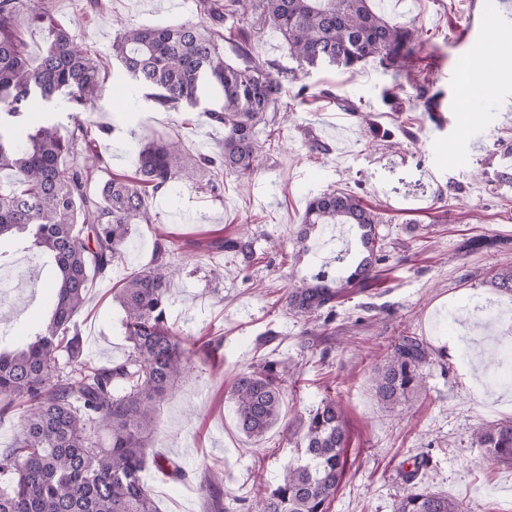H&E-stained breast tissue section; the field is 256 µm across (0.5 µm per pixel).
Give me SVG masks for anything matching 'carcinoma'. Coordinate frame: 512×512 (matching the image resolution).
<instances>
[{"mask_svg":"<svg viewBox=\"0 0 512 512\" xmlns=\"http://www.w3.org/2000/svg\"><path fill=\"white\" fill-rule=\"evenodd\" d=\"M242 0H199L209 20L167 26H121L112 57L153 90L164 107L194 106L202 87L222 93L209 112L224 127L216 156L188 152L163 138L144 145L133 177H114L91 190L96 170L91 129L76 121L67 135L47 119L27 131L22 102H50L60 95L83 112L97 95L108 61L78 42L43 0H0V172L13 173L0 185V239L26 238L55 266V302L34 338L13 348L0 346V419L23 407L14 444L0 454V477L11 490L0 491V512H159L142 479L156 414L188 370L183 339L168 324L169 286L174 269L167 236L157 235L148 267L127 278L114 299L123 310L126 357L94 367L82 336L72 325L86 303L92 277L105 273L122 255L135 224L153 223L149 194L213 168L238 178L257 168L264 142L260 134L275 105L277 88L251 52L250 38L235 46L240 64L224 60L222 24L236 17ZM261 24L269 25L288 51L311 67L324 59L354 68L369 58L397 74L417 51L416 30L388 21L374 0H255ZM45 32L40 63L30 65L16 27L19 13ZM80 154L81 163L68 162ZM382 219L354 194L328 191L312 197L297 237L307 239L326 224L359 230V257L347 275L316 274L288 289L286 302L297 318L336 317V304L378 276L385 260L378 224ZM216 251L253 257L252 243L229 236L211 243ZM499 293H512V268L489 281ZM432 349L404 336L377 367L372 388L390 409L406 405L424 385L423 368ZM286 361H263L240 372L232 385L236 426L259 438L280 420L288 379ZM345 417L336 399H322L293 432L301 461L288 465L273 488L258 485L249 512H332L345 471ZM488 462H512V420L489 424L474 434ZM223 477L200 485L206 500L220 506ZM395 512H461L460 504L426 487L412 485Z\"/></svg>","mask_w":512,"mask_h":512,"instance_id":"cac0c4a2","label":"carcinoma"}]
</instances>
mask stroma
Returning a JSON list of instances; mask_svg holds the SVG:
<instances>
[{
	"instance_id": "obj_1",
	"label": "stroma",
	"mask_w": 512,
	"mask_h": 512,
	"mask_svg": "<svg viewBox=\"0 0 512 512\" xmlns=\"http://www.w3.org/2000/svg\"><path fill=\"white\" fill-rule=\"evenodd\" d=\"M493 0H384L393 22L416 27L419 46L400 76L374 61L348 70L310 67L291 56L272 30L251 31L252 52L279 86L288 121H275L248 181L224 176L220 193L206 176L179 181L149 200L152 223L135 225L121 259L95 277L74 317L92 365L119 361L127 350L123 313L112 296L153 258L157 233L176 243L168 321L185 340L192 369L158 415L143 476L160 512H207L205 470L224 472L226 512H247L257 484L275 486L295 461L288 427L325 397L346 415L345 476L333 512H393L410 483L444 493L463 512H512V464L486 462L474 445L482 427L512 420V380L485 387L494 364L477 324L488 310L511 307L512 295L490 288L512 266V60L502 59L484 94L467 93L469 67L483 58ZM55 18L80 43L107 56L115 20L135 26L196 21L198 0H51ZM211 97L194 108L161 106L149 89L112 63L94 105L75 113L58 101L61 130L74 121L106 127L99 136L96 182L133 174L147 141L177 140L192 153L215 154L221 125L206 117ZM325 143L315 151L312 140ZM328 190L361 197L383 218L387 258L368 288L336 308L330 324L314 322L311 341L282 296L332 252L353 242L350 225L312 233L299 264L289 256L308 200ZM247 225L258 258L210 250L211 242ZM9 262L0 278L7 308L0 345L29 341L45 319L51 270L34 250L0 240ZM432 348L426 385L404 411L383 408L371 386L376 367L401 337ZM297 366L281 419L262 438L241 434L231 400L238 372L265 360ZM178 459L184 479L154 465ZM424 459L416 467V459Z\"/></svg>"
}]
</instances>
